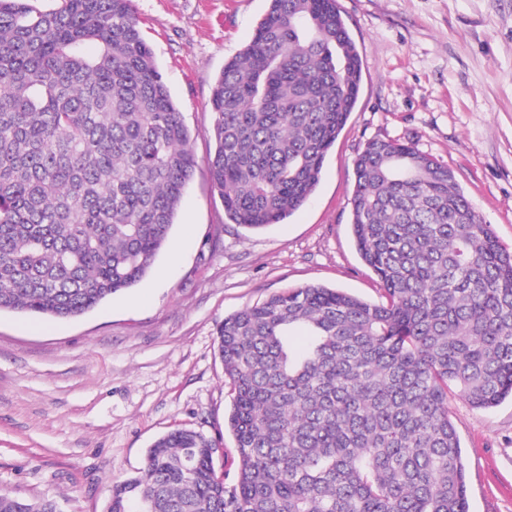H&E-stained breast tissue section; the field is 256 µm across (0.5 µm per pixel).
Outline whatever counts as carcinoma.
Wrapping results in <instances>:
<instances>
[{"mask_svg": "<svg viewBox=\"0 0 512 512\" xmlns=\"http://www.w3.org/2000/svg\"><path fill=\"white\" fill-rule=\"evenodd\" d=\"M268 2L211 95V183L250 230L307 202L361 83L336 0ZM189 139L132 0H0V311L75 318L139 283L194 174ZM354 175L381 301L308 284L224 318L235 480L219 441L176 429L107 512H469L448 393L512 399V251L408 143L367 141ZM0 512L58 507L0 491Z\"/></svg>", "mask_w": 512, "mask_h": 512, "instance_id": "1", "label": "carcinoma"}]
</instances>
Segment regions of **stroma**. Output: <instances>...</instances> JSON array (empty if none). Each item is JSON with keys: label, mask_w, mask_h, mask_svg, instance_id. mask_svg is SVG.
<instances>
[{"label": "stroma", "mask_w": 512, "mask_h": 512, "mask_svg": "<svg viewBox=\"0 0 512 512\" xmlns=\"http://www.w3.org/2000/svg\"><path fill=\"white\" fill-rule=\"evenodd\" d=\"M362 61L360 93L309 201L283 223L229 222L207 169L211 88L248 44L267 0H133L191 132L197 167L166 247L135 287L72 319L0 312V490L106 512L112 481L136 473L175 429L224 439L231 386L216 351L225 317L321 284L379 298L350 225L353 163L372 138L446 164L512 249V0H337ZM468 472L469 512H512V402L448 398Z\"/></svg>", "instance_id": "35a3bbf8"}]
</instances>
